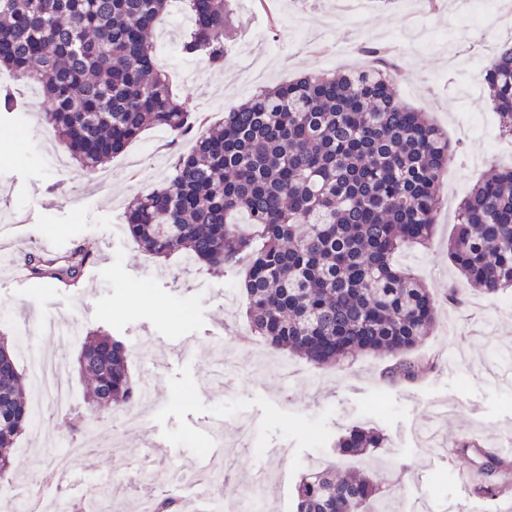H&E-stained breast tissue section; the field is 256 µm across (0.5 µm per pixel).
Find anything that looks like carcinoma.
Returning <instances> with one entry per match:
<instances>
[{"instance_id":"cac0c4a2","label":"carcinoma","mask_w":512,"mask_h":512,"mask_svg":"<svg viewBox=\"0 0 512 512\" xmlns=\"http://www.w3.org/2000/svg\"><path fill=\"white\" fill-rule=\"evenodd\" d=\"M188 2L193 24L183 51L222 63L230 0ZM168 3L0 0V71L38 85L46 125L89 177L148 128H190L149 40ZM366 54L363 74L306 76L252 95L200 132L163 183L127 205L124 220L155 258L181 253L216 270L248 258L246 315L271 350L316 368L359 354L403 356L395 374L413 380L422 365L406 355L436 327V303L395 257L431 238L441 174L456 149L427 113L400 99L388 49L370 46ZM483 86L502 132L512 135V43L497 50ZM235 214L259 240L231 222ZM88 258L83 248L61 260L34 253L28 266L35 278L72 287ZM448 258L484 295L512 288V167L462 199ZM78 365L90 380L92 414L140 398L121 340L87 334ZM32 422L16 342L0 336V471ZM383 447L374 428L355 427L338 441L342 456ZM456 448L490 472L512 464L464 438ZM473 493L496 498L504 489L488 479ZM296 512L386 508L373 476L317 467L298 484Z\"/></svg>"}]
</instances>
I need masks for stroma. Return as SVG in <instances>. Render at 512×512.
I'll return each mask as SVG.
<instances>
[{"instance_id": "1", "label": "stroma", "mask_w": 512, "mask_h": 512, "mask_svg": "<svg viewBox=\"0 0 512 512\" xmlns=\"http://www.w3.org/2000/svg\"><path fill=\"white\" fill-rule=\"evenodd\" d=\"M237 14L226 29L223 65L181 51L188 27L165 12L153 35L156 60L192 119L223 121L226 112L256 90L302 74L350 73L363 68L358 48L386 43L397 48L405 80L399 95L461 141L463 153L443 180V204L436 230L422 249L402 254L438 300V325L415 354L436 366L414 381L388 376L392 358L361 355L340 365L315 369L300 357L279 352L289 379L251 364L265 344L250 337L243 314L242 272H212L176 254L155 259L143 252L122 224L124 206L164 173L141 179L128 166L132 157L173 159L189 149V138L158 128L144 131L125 153L106 166V182L86 180L65 147L48 133L32 101L33 90L15 82L28 108L0 113V333L29 331L41 346L66 357L65 383L72 402L59 413L46 406L42 430L20 435L13 468L0 475V512H14V496L36 487L44 503L65 502L78 512L98 495L103 512H138L141 498L157 488L190 501L194 485L178 481L210 452L203 427L224 425V475L216 495L232 502L247 492L248 476L264 467L273 474L263 490L266 512H296V487L313 467L374 470L394 512H499V499L476 496L458 480L459 455L423 447L418 431L435 423L440 438L478 439L490 447L495 435L512 431V381L498 378L501 363L491 344H512V289L493 297L476 294L448 259L455 210L473 185L512 163V140L499 156L486 152L480 137L463 138L472 117L495 123L483 93L466 95L470 66L449 62L448 46L434 39L417 48L403 16L420 13L427 27L447 29L454 0H365L359 19L342 20L338 0H234ZM83 246L94 259L77 287L51 280L17 283L10 263H24L44 243ZM52 318L72 321L80 331L67 341L43 335ZM103 331L120 337L129 352L130 376L139 379L138 354H146L156 378V396L133 427L121 408L100 412L95 421L106 457L84 451L85 437L74 427L88 416L86 382L76 366L81 336ZM181 345L180 356L169 354ZM356 426L374 427L388 439L385 448L357 457L340 456L335 444ZM163 439L164 457L139 462L148 442ZM82 448L86 475L69 489L58 482L72 469L70 449Z\"/></svg>"}]
</instances>
